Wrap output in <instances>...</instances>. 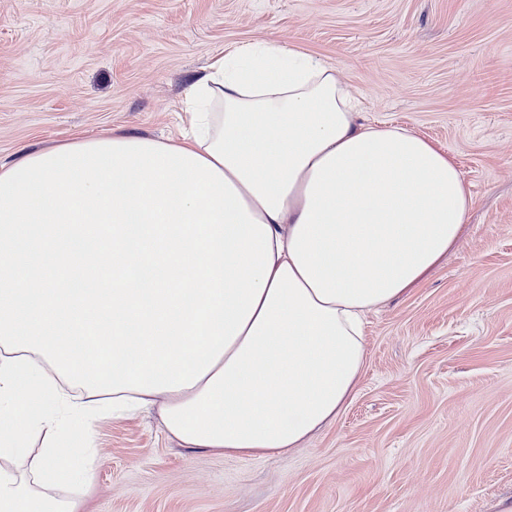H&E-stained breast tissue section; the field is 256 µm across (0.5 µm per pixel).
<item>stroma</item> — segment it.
<instances>
[{
	"label": "stroma",
	"instance_id": "1",
	"mask_svg": "<svg viewBox=\"0 0 512 512\" xmlns=\"http://www.w3.org/2000/svg\"><path fill=\"white\" fill-rule=\"evenodd\" d=\"M269 38L339 64L366 119L449 152L465 231L368 315L358 392L302 448L226 457L153 413L102 420L83 512H512V0H0V160L177 135L200 69Z\"/></svg>",
	"mask_w": 512,
	"mask_h": 512
}]
</instances>
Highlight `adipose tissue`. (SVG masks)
Here are the masks:
<instances>
[{
    "instance_id": "1",
    "label": "adipose tissue",
    "mask_w": 512,
    "mask_h": 512,
    "mask_svg": "<svg viewBox=\"0 0 512 512\" xmlns=\"http://www.w3.org/2000/svg\"><path fill=\"white\" fill-rule=\"evenodd\" d=\"M178 136L0 162V512H77L91 424L289 453L334 422L368 313L425 283L472 195L453 157L361 122L337 65L273 39L213 60Z\"/></svg>"
}]
</instances>
